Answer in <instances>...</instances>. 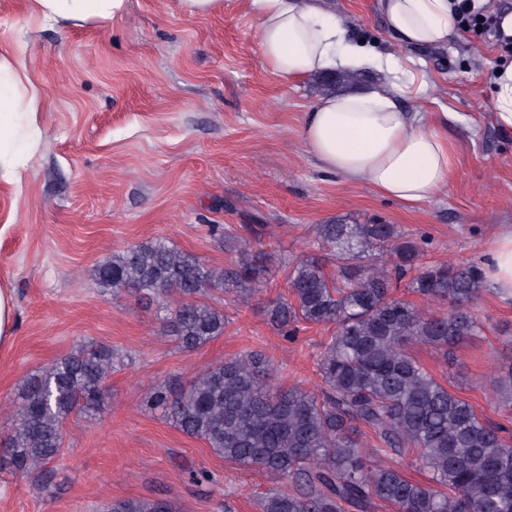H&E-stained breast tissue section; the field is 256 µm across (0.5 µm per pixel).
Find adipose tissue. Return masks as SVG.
I'll use <instances>...</instances> for the list:
<instances>
[{
	"label": "adipose tissue",
	"instance_id": "1",
	"mask_svg": "<svg viewBox=\"0 0 512 512\" xmlns=\"http://www.w3.org/2000/svg\"><path fill=\"white\" fill-rule=\"evenodd\" d=\"M56 23H105L125 0H31ZM258 41L269 69L288 80L336 70L384 73L363 89L328 94L305 112L301 136L324 170L408 204L444 190L454 164L451 142L420 112L399 107L421 89L406 59L349 39L345 22L322 0H253ZM389 38L404 49L444 47L455 36V0H379ZM42 97L25 64L0 53V181L19 184L42 136ZM501 299H512V225H501L483 263Z\"/></svg>",
	"mask_w": 512,
	"mask_h": 512
}]
</instances>
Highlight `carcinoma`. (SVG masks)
<instances>
[{
  "instance_id": "carcinoma-1",
  "label": "carcinoma",
  "mask_w": 512,
  "mask_h": 512,
  "mask_svg": "<svg viewBox=\"0 0 512 512\" xmlns=\"http://www.w3.org/2000/svg\"><path fill=\"white\" fill-rule=\"evenodd\" d=\"M243 242L237 262L214 268L164 238L115 252L94 279L166 311L164 333L185 349L224 335L228 314L209 303L248 295L264 278L266 254ZM318 254L288 273L290 296L266 307L283 336L301 324L333 329L317 362L315 389H282L271 360L246 350L208 366L184 384L152 388L144 406L227 461L262 470L282 486L261 497V512H512V437L440 384L410 353L418 341L444 349L479 336L475 303L487 291L480 264L420 266L422 245L392 224L317 225ZM335 268L326 271L324 259ZM446 309L427 314L395 295L400 286ZM124 363L91 343L25 384L0 465L42 478L60 454L63 425L104 404L106 380ZM413 454L432 482L408 480L381 458ZM100 512H176L168 499H121Z\"/></svg>"
}]
</instances>
